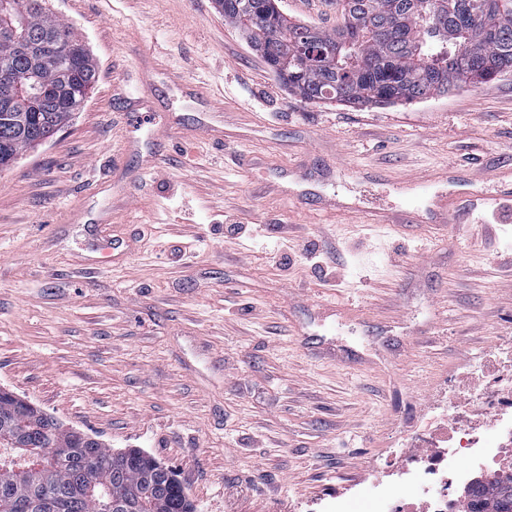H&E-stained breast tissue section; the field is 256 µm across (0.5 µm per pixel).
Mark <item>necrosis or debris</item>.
Instances as JSON below:
<instances>
[{
    "label": "necrosis or debris",
    "mask_w": 512,
    "mask_h": 512,
    "mask_svg": "<svg viewBox=\"0 0 512 512\" xmlns=\"http://www.w3.org/2000/svg\"><path fill=\"white\" fill-rule=\"evenodd\" d=\"M487 418L497 432L492 439L481 433ZM411 440L418 446L430 441L440 445L435 454L412 456L402 470L423 496L425 512H455L457 502L449 489L469 483L473 462L495 468L512 458V367L504 370L494 359L485 360L480 389L468 406L457 411L452 429L439 434L416 431Z\"/></svg>",
    "instance_id": "obj_1"
}]
</instances>
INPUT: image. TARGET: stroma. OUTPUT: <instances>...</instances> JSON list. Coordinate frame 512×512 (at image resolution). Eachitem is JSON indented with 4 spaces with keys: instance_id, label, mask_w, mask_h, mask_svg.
<instances>
[{
    "instance_id": "35a3bbf8",
    "label": "stroma",
    "mask_w": 512,
    "mask_h": 512,
    "mask_svg": "<svg viewBox=\"0 0 512 512\" xmlns=\"http://www.w3.org/2000/svg\"><path fill=\"white\" fill-rule=\"evenodd\" d=\"M50 4L99 77L73 122L0 171V387L150 453L197 512H371L414 427L447 424L459 379L512 342V223L371 224L350 205L392 210L430 177L425 211L512 169V77L309 103L215 0ZM281 8L338 17L336 0ZM231 222L253 230L227 243Z\"/></svg>"
}]
</instances>
